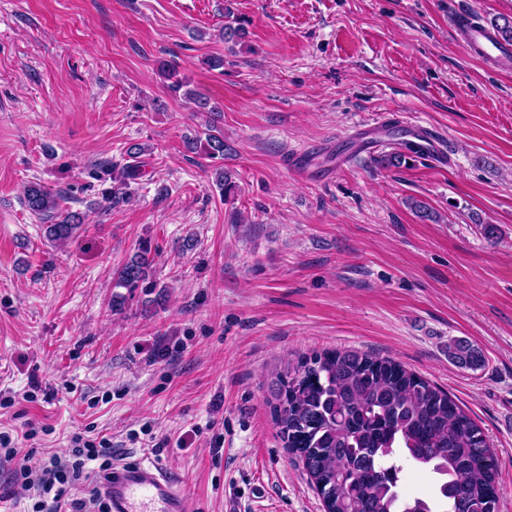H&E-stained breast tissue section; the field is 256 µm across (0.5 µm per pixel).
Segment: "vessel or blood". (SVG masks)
I'll return each instance as SVG.
<instances>
[{
	"label": "vessel or blood",
	"mask_w": 512,
	"mask_h": 512,
	"mask_svg": "<svg viewBox=\"0 0 512 512\" xmlns=\"http://www.w3.org/2000/svg\"><path fill=\"white\" fill-rule=\"evenodd\" d=\"M461 44L466 52L491 66L512 61V45L499 39L496 32L476 19L467 18L458 25ZM377 122H365L348 129L340 138L334 158L335 167L347 166L351 160L371 153L375 144L372 133ZM411 137L409 153L423 155L434 162L445 158L441 138L417 123H406ZM313 152L308 148L292 150L288 168L298 178H309ZM100 493L112 504V512H187V491L176 483L166 469L155 462H124L113 466L101 479Z\"/></svg>",
	"instance_id": "b4317fda"
}]
</instances>
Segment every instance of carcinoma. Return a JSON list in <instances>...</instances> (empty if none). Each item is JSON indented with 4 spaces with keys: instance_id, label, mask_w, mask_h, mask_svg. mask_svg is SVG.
Returning a JSON list of instances; mask_svg holds the SVG:
<instances>
[{
    "instance_id": "obj_1",
    "label": "carcinoma",
    "mask_w": 512,
    "mask_h": 512,
    "mask_svg": "<svg viewBox=\"0 0 512 512\" xmlns=\"http://www.w3.org/2000/svg\"><path fill=\"white\" fill-rule=\"evenodd\" d=\"M163 74L174 95L207 106L173 65ZM205 135L206 157L227 197L236 189L224 171L232 148L212 126ZM141 153L137 144L127 148L133 162L122 167L121 185L141 178L135 162ZM62 200L44 184L26 187V206L53 243L74 239L82 226ZM150 264L148 251L138 252L114 273L113 287H138ZM448 359L462 368L483 362L480 350L463 339L448 341ZM268 393L279 437L301 462L324 512H492L499 505L498 462L483 430L447 392L390 359L353 350L304 356L271 378ZM403 459L446 478L441 498H400Z\"/></svg>"
}]
</instances>
